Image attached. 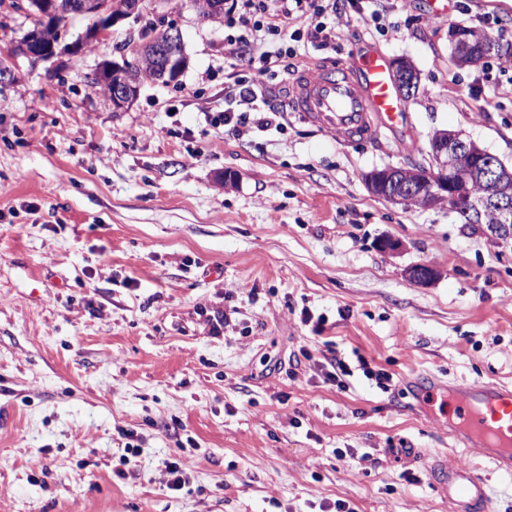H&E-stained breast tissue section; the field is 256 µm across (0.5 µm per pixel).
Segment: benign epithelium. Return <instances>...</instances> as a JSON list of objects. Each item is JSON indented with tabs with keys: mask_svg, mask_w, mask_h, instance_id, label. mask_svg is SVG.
<instances>
[{
	"mask_svg": "<svg viewBox=\"0 0 512 512\" xmlns=\"http://www.w3.org/2000/svg\"><path fill=\"white\" fill-rule=\"evenodd\" d=\"M145 0H127L115 8L106 0H37L33 10L27 11L32 24L16 52L30 63L47 62L61 54L75 59L83 54L85 46L107 33L120 21L133 14H143ZM70 15H92L95 26L85 36L66 47L52 41L49 31L60 27L59 19ZM162 37L140 41L134 37L120 47L123 59L130 54L148 53L161 70V80L175 81L187 65L180 31L173 25L161 30ZM456 59L463 64L477 65L484 57L500 49L496 42H474L457 28L449 32ZM392 77L399 95L414 97L419 88L417 70L405 60L391 62ZM124 66L112 62L99 66L93 74L95 81L108 88L112 108L120 111L138 95V87L120 79ZM475 180L486 181L487 195L476 196L471 189ZM369 191L391 203L431 207L444 204L448 211L469 215L466 226L483 231L499 247H512V169L472 141H465L455 133L437 137L429 144L426 163L415 169L389 166L374 169L365 175ZM437 272L429 265H416L408 270L411 280L428 284Z\"/></svg>",
	"mask_w": 512,
	"mask_h": 512,
	"instance_id": "7a95c632",
	"label": "benign epithelium"
}]
</instances>
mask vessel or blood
<instances>
[{
  "instance_id": "b4317fda",
  "label": "vessel or blood",
  "mask_w": 512,
  "mask_h": 512,
  "mask_svg": "<svg viewBox=\"0 0 512 512\" xmlns=\"http://www.w3.org/2000/svg\"><path fill=\"white\" fill-rule=\"evenodd\" d=\"M293 111L310 122L348 137L401 130L409 114L391 81L387 57L370 47L346 62L297 73L289 85ZM456 410L468 439L479 441L492 460H512V388L478 383L459 386ZM438 485L457 512H491L485 480L463 462L436 469Z\"/></svg>"
}]
</instances>
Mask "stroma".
Segmentation results:
<instances>
[{
	"instance_id": "35a3bbf8",
	"label": "stroma",
	"mask_w": 512,
	"mask_h": 512,
	"mask_svg": "<svg viewBox=\"0 0 512 512\" xmlns=\"http://www.w3.org/2000/svg\"><path fill=\"white\" fill-rule=\"evenodd\" d=\"M232 19L172 0L189 64L116 112L92 75L144 19L35 66L13 52L27 15L0 13V512H453L433 465L460 460L512 512V476L414 389L512 387V248L363 181L424 162L439 130L512 168V69L459 67L448 38L512 43V0H353L335 48L296 43L263 75L227 56ZM368 45L419 73L401 132L289 108L292 72ZM240 81L280 127L216 123Z\"/></svg>"
}]
</instances>
